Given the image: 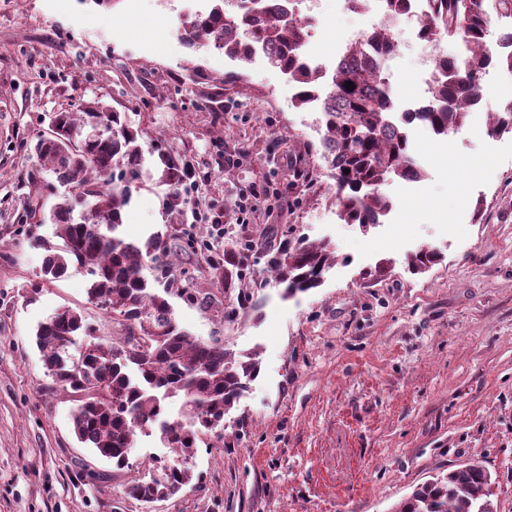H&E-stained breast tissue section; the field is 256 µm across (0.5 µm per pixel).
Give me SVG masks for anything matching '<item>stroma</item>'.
Listing matches in <instances>:
<instances>
[{
	"label": "stroma",
	"instance_id": "1",
	"mask_svg": "<svg viewBox=\"0 0 512 512\" xmlns=\"http://www.w3.org/2000/svg\"><path fill=\"white\" fill-rule=\"evenodd\" d=\"M207 5L0 0V512H394L418 484L473 459L496 482L498 512H512V134L489 132L512 99V73L490 71L458 132L409 126L425 175L382 185L392 209L364 231L340 218L318 151L323 116L294 107L287 77L264 58L245 65L177 37L180 15ZM301 13L313 20L308 55L327 69L351 32L383 20L345 0H304ZM394 34L386 71L405 107L426 96L431 70L409 25ZM192 64L201 75H189ZM98 98L142 130L148 153L125 236L209 246L178 252L172 284L145 267L153 292L195 339L256 354L261 367L223 434L198 442L191 485L151 508L124 486L166 448L139 436L117 470L80 444L75 396L46 376L35 341L64 306L97 335L113 332L80 267L32 293L53 227L26 230L30 194L49 206L62 191L31 144L48 114ZM155 146L194 175L176 217ZM300 235L328 242L336 263L319 287L287 299L265 255ZM424 246L441 261L409 272L408 255ZM228 250L245 275L229 290L210 265ZM382 261L388 273L369 277ZM231 304L227 321L219 311Z\"/></svg>",
	"mask_w": 512,
	"mask_h": 512
}]
</instances>
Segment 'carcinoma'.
I'll return each mask as SVG.
<instances>
[{"instance_id":"1","label":"carcinoma","mask_w":512,"mask_h":512,"mask_svg":"<svg viewBox=\"0 0 512 512\" xmlns=\"http://www.w3.org/2000/svg\"><path fill=\"white\" fill-rule=\"evenodd\" d=\"M211 2L208 10L180 18V39L189 48L216 50L244 62L256 56L255 45L265 48L267 62L297 85L295 107L319 106L323 156L334 169L339 215L364 230L391 210L380 191L390 176L423 177L401 123L416 119L436 135L457 131L480 101L489 71L512 72V28L498 39L506 52L494 56L486 48L492 16L512 18V0H427L421 39L434 47L445 37L459 36L463 49L456 57L435 56L430 107L407 112L401 121L393 116L394 93L383 68L398 49L386 24L350 41L325 83L323 71L310 66L304 52L306 20L296 13L303 0ZM347 82L355 88L348 90ZM53 116L58 136L39 138L34 150L68 191L43 217L60 243L47 247L41 282L34 288L63 278L77 264L92 276L89 301L115 315L109 322L117 335L82 340L80 335L92 332L83 313L57 310L36 331L46 375L77 396L72 420L78 440L116 468L129 466L140 433L156 435L171 449L173 456L154 461L124 490L142 502L159 494L171 498L193 479L189 462L198 434L224 428V415L258 376L260 363L256 355H238L219 341H196L179 325L167 299L152 291L143 268L152 262L166 271L175 252L167 239L156 234L136 243L122 236L125 209L142 176L141 133L100 101ZM97 125L107 127L103 136L72 140V134ZM490 132L512 133V100L493 117ZM158 160L168 186L167 205L177 210L185 202L182 164L162 150ZM439 260L438 252L421 248L408 256L407 267L421 273ZM334 264L328 243L298 237L280 247L267 267L283 286V296L292 298L320 286ZM173 397L182 398V409L181 419L171 422L164 403ZM491 485V473L473 460L417 485L395 512H486Z\"/></svg>"}]
</instances>
